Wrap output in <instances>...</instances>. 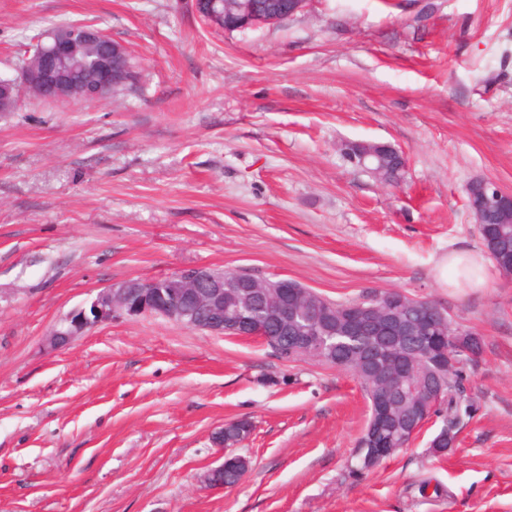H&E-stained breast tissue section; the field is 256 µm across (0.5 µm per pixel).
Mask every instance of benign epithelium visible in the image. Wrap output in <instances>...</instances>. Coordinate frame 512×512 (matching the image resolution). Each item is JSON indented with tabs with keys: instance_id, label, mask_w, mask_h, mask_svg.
Instances as JSON below:
<instances>
[{
	"instance_id": "7a95c632",
	"label": "benign epithelium",
	"mask_w": 512,
	"mask_h": 512,
	"mask_svg": "<svg viewBox=\"0 0 512 512\" xmlns=\"http://www.w3.org/2000/svg\"><path fill=\"white\" fill-rule=\"evenodd\" d=\"M307 0H287L267 11L259 10L252 0H241L232 10H225V0H211L207 18L220 26L232 19L240 29H253L279 20L283 13L292 17L304 10ZM130 57L127 47L112 39L103 29L82 23H67L48 28L37 39L31 55L20 70V77L0 75V112H12L20 104L22 93L40 99L94 103L112 98L121 88L133 82V74L125 65ZM365 141H348L343 145L349 161L370 171L372 157L380 154L398 161L401 150L390 143L375 142L374 149ZM478 201L470 202L477 213L490 209H512V193L495 182L483 180ZM239 290L236 305L224 303V292ZM264 300L260 314L246 316L254 298ZM403 308L388 309L386 304L359 306L345 317L343 334L357 336L371 330L384 342L381 353L403 351L410 355L427 353L416 343L420 324L408 322ZM144 315L164 317L185 327L222 336H255L263 342H283L296 351L317 352L318 338L306 333L307 325L323 327L326 313L305 289L295 282L282 281L268 286L250 275L236 273L226 279L207 268H188L160 280L129 279L100 289L86 304L66 314L47 338L50 349L62 348L86 331L112 322L116 318L138 319ZM274 326L275 335L266 328ZM428 330L441 336H452L448 350L467 358L473 356L472 343L476 333L453 329L439 308L427 312ZM407 380V374L386 372L380 376L383 388L379 403L390 404Z\"/></svg>"
}]
</instances>
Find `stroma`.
Returning a JSON list of instances; mask_svg holds the SVG:
<instances>
[{"label":"stroma","instance_id":"obj_1","mask_svg":"<svg viewBox=\"0 0 512 512\" xmlns=\"http://www.w3.org/2000/svg\"><path fill=\"white\" fill-rule=\"evenodd\" d=\"M70 22L139 76L0 112V512H512V277L439 279L452 252L486 254L469 185L512 192V0H308L244 33L194 0H0V74ZM347 141L402 150L404 182L353 167ZM187 267L433 301L484 339L455 447L429 453L435 417L355 472L360 383L255 337L147 315L47 348L100 288ZM241 417L250 468L210 489L213 435Z\"/></svg>","mask_w":512,"mask_h":512}]
</instances>
